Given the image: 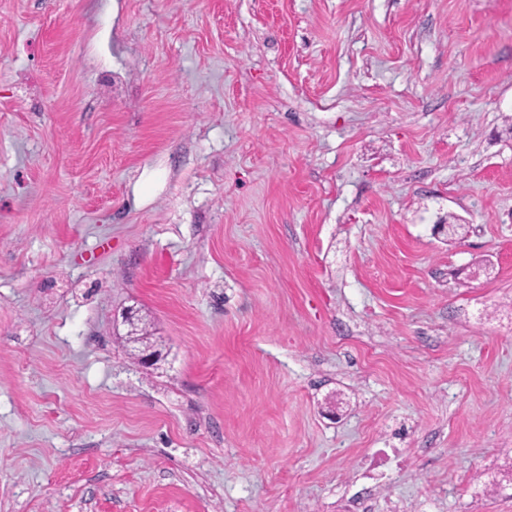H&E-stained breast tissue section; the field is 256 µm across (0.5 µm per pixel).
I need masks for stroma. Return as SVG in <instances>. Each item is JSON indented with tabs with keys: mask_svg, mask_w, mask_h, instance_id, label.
<instances>
[{
	"mask_svg": "<svg viewBox=\"0 0 512 512\" xmlns=\"http://www.w3.org/2000/svg\"><path fill=\"white\" fill-rule=\"evenodd\" d=\"M358 491L512 512V0H0V512ZM387 449L390 450L391 454H389ZM393 462H396V465L401 462L399 460V449L381 448L372 456L365 459V473L369 475L376 474L377 476H383L386 474V471L390 469Z\"/></svg>",
	"mask_w": 512,
	"mask_h": 512,
	"instance_id": "1",
	"label": "stroma"
}]
</instances>
